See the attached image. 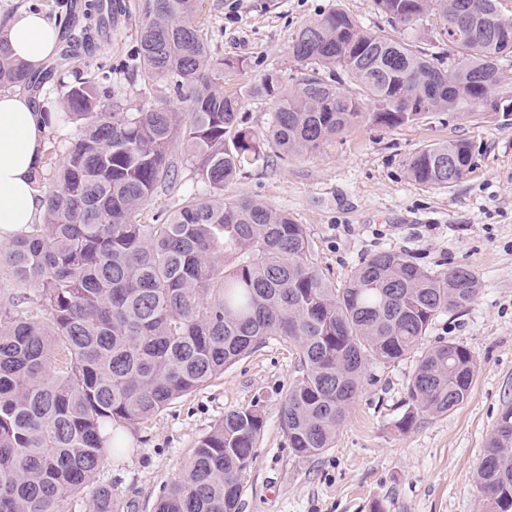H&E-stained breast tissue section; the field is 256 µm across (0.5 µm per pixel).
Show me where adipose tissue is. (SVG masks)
Returning a JSON list of instances; mask_svg holds the SVG:
<instances>
[{
    "label": "adipose tissue",
    "instance_id": "obj_1",
    "mask_svg": "<svg viewBox=\"0 0 512 512\" xmlns=\"http://www.w3.org/2000/svg\"><path fill=\"white\" fill-rule=\"evenodd\" d=\"M14 55L39 68L55 51L53 23L38 11H24L0 30ZM45 115L27 96L0 93V237L35 223L42 211L35 173L43 157Z\"/></svg>",
    "mask_w": 512,
    "mask_h": 512
}]
</instances>
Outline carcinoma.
Here are the masks:
<instances>
[{"mask_svg": "<svg viewBox=\"0 0 512 512\" xmlns=\"http://www.w3.org/2000/svg\"><path fill=\"white\" fill-rule=\"evenodd\" d=\"M506 2L375 0L394 30L415 31L436 17V40L460 56L451 68L331 10L291 40L301 77L286 88L272 69L248 94L275 100L268 137L283 154L315 151L365 118L397 127L427 112L482 105L507 121L512 94L493 95L512 82L501 64L512 54ZM199 4L152 0L131 59L143 78L186 94L191 112H114L107 76L97 72L60 83L62 111L46 112L79 129L44 196L42 223L0 248V267L38 292L44 312L0 310V512H66L121 451L122 440L106 430L151 418L272 336L290 339L302 366L282 428L295 457H313L332 447L368 366L406 358L438 316L466 310L480 293L465 267L435 272L393 251L364 258L338 288L310 260L309 238L290 213L224 197V184L265 153L239 120L240 94L224 89L225 74L244 61L212 56L194 22ZM36 84L0 37V89ZM176 140L207 190L163 223L143 224L140 211L171 179ZM473 164L471 144L449 140L413 155L408 174L444 186ZM475 375L474 355L461 344L422 351L398 431L461 405ZM262 428L254 408L225 414L157 512H236ZM477 483L484 512H512V405L487 441ZM95 502L96 512H115L110 489L97 488Z\"/></svg>", "mask_w": 512, "mask_h": 512, "instance_id": "obj_1", "label": "carcinoma"}]
</instances>
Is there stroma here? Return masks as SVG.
Instances as JSON below:
<instances>
[{
    "label": "stroma",
    "mask_w": 512,
    "mask_h": 512,
    "mask_svg": "<svg viewBox=\"0 0 512 512\" xmlns=\"http://www.w3.org/2000/svg\"><path fill=\"white\" fill-rule=\"evenodd\" d=\"M148 0H112L104 29L90 30L88 48L71 57L68 73H107L115 100L127 111L143 103L188 111L165 83L144 82L129 69ZM340 9L376 29L387 26L373 0H200L196 25L213 56L244 60L224 87L243 94L240 115L265 140L273 100L247 95L271 68L300 72L288 53L298 28ZM450 139L470 142L475 163L460 181L426 187L407 172L409 159ZM265 163L224 186V196L263 200L305 228L311 260L343 287L367 256L407 255L421 267L475 273L480 294L467 310L437 317L426 344L455 342L477 361L463 404L440 416H421L403 433L417 354L369 366L332 447L308 459L294 456L281 428L290 383L302 373L292 342L271 337L204 386L126 431L125 450L97 473L92 487L68 500L66 512H95L94 489H111L121 512H155L163 490L181 477L198 441L225 413L258 409L264 428L256 459L240 485L237 512H481L476 469L503 409L512 404V121L484 108L432 112L388 128L371 121L352 126L314 152L281 156L265 149ZM174 184H161L140 214L165 219L201 192L194 163L174 146Z\"/></svg>",
    "instance_id": "obj_1"
}]
</instances>
